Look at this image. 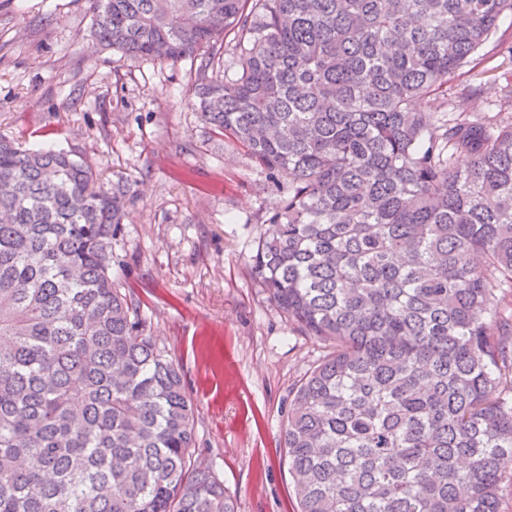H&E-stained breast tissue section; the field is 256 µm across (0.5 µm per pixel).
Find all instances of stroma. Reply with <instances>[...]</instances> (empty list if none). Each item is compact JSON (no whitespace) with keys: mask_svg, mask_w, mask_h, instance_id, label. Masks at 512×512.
Listing matches in <instances>:
<instances>
[{"mask_svg":"<svg viewBox=\"0 0 512 512\" xmlns=\"http://www.w3.org/2000/svg\"><path fill=\"white\" fill-rule=\"evenodd\" d=\"M92 23L89 0H0V135L85 160L103 185L128 182L112 277L184 374L200 461L237 512H297L282 435L291 391L324 348L252 277L279 196L210 137L193 107L195 63L121 57L95 44ZM462 85L490 113L512 91L511 13L448 90Z\"/></svg>","mask_w":512,"mask_h":512,"instance_id":"35a3bbf8","label":"stroma"}]
</instances>
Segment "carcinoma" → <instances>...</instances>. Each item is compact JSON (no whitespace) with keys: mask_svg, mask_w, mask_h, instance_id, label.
I'll return each instance as SVG.
<instances>
[{"mask_svg":"<svg viewBox=\"0 0 512 512\" xmlns=\"http://www.w3.org/2000/svg\"><path fill=\"white\" fill-rule=\"evenodd\" d=\"M200 60L203 124L288 192L254 280L331 351L295 388L297 512H501L512 479V96L448 99L512 0H91ZM465 154L466 165L457 164ZM129 188L0 137V512H236L108 246Z\"/></svg>","mask_w":512,"mask_h":512,"instance_id":"obj_1","label":"carcinoma"}]
</instances>
